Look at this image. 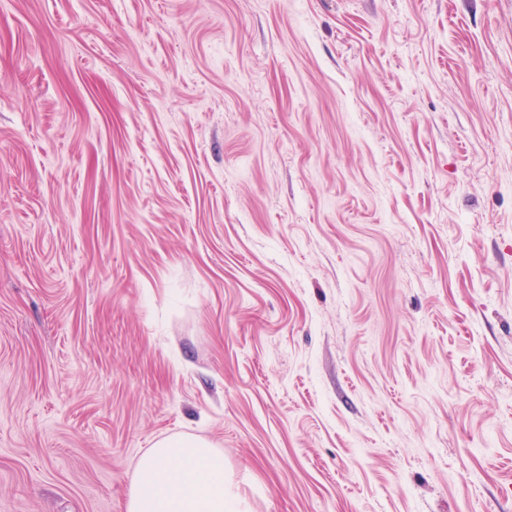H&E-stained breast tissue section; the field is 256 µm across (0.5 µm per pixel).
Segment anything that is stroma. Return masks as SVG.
Here are the masks:
<instances>
[{
	"instance_id": "stroma-1",
	"label": "stroma",
	"mask_w": 512,
	"mask_h": 512,
	"mask_svg": "<svg viewBox=\"0 0 512 512\" xmlns=\"http://www.w3.org/2000/svg\"><path fill=\"white\" fill-rule=\"evenodd\" d=\"M512 512V0H0V512ZM128 512H243L224 476V457L202 439L166 438L135 467Z\"/></svg>"
}]
</instances>
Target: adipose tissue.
Instances as JSON below:
<instances>
[{"instance_id":"adipose-tissue-1","label":"adipose tissue","mask_w":512,"mask_h":512,"mask_svg":"<svg viewBox=\"0 0 512 512\" xmlns=\"http://www.w3.org/2000/svg\"><path fill=\"white\" fill-rule=\"evenodd\" d=\"M127 512H244L224 457L202 439L166 438L135 467Z\"/></svg>"}]
</instances>
